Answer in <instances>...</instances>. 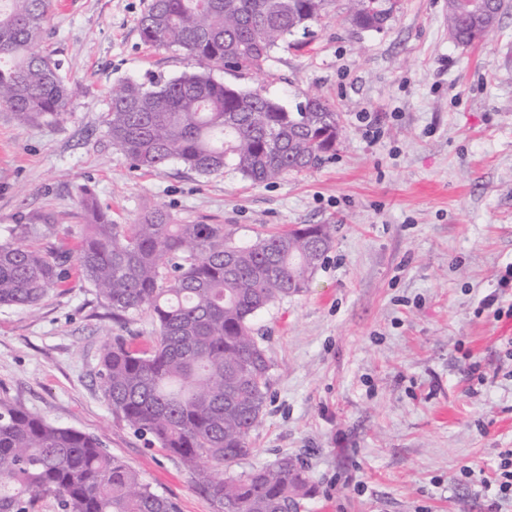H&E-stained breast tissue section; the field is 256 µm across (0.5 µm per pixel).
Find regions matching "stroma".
<instances>
[{
	"label": "stroma",
	"instance_id": "stroma-1",
	"mask_svg": "<svg viewBox=\"0 0 512 512\" xmlns=\"http://www.w3.org/2000/svg\"><path fill=\"white\" fill-rule=\"evenodd\" d=\"M151 0H54L37 50L61 60L72 96L55 121L0 106V240L49 219L52 243L79 245L80 187L119 224L167 209L180 224H221L236 243L298 224L336 227L308 290L253 319L272 361L262 421L230 473L289 456L315 492L300 512H512L488 483L512 450V8L479 44L448 37L446 0H397L381 31L332 0L307 34L259 72L214 70L295 108L319 93L341 116L318 167L254 184L171 163L130 170L107 134L115 80L194 71L149 46ZM495 306H483L487 295ZM144 310L118 323L79 272L36 312L0 308V398L94 435L172 498L216 512L191 475L113 413L97 376L113 336L145 346Z\"/></svg>",
	"mask_w": 512,
	"mask_h": 512
}]
</instances>
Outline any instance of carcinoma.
I'll return each instance as SVG.
<instances>
[{
  "instance_id": "carcinoma-1",
  "label": "carcinoma",
  "mask_w": 512,
  "mask_h": 512,
  "mask_svg": "<svg viewBox=\"0 0 512 512\" xmlns=\"http://www.w3.org/2000/svg\"><path fill=\"white\" fill-rule=\"evenodd\" d=\"M358 30H383L393 0H348ZM330 0H152L139 25L148 45L185 51L198 70L146 85L113 83L107 133L140 170L171 162L199 175L231 168L254 184L320 164L335 150L339 113L312 95L296 111L278 99L218 82L215 67L259 70L288 38L307 31ZM467 0H448V29L470 46L491 29L462 20ZM53 0H0V105L23 122L59 119L70 90L60 64L34 50ZM87 224L76 251L34 239L52 224H15L0 242V307L35 310L62 286L67 267L112 314L148 309L159 336L138 348L116 336L100 357L103 394L126 424L166 449L194 475L218 512H299L312 494L291 457L225 476L246 456L259 426L272 364L252 329L256 314L300 295L333 247L327 224H305L236 244L222 224H174L156 208L115 224L81 189ZM50 494L61 512H178L94 436L54 424L0 398V512H33Z\"/></svg>"
}]
</instances>
